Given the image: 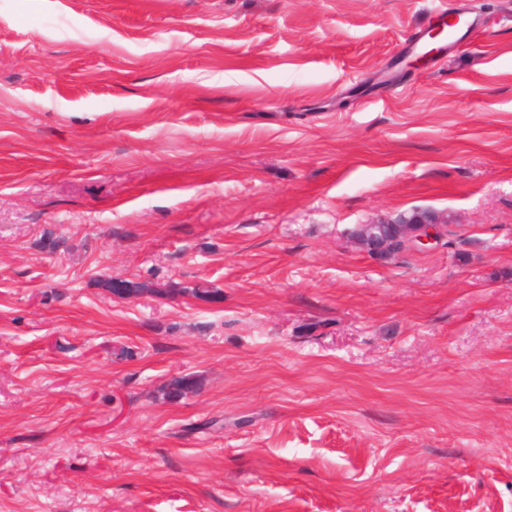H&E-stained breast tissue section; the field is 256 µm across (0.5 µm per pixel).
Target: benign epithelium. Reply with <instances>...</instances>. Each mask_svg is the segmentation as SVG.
<instances>
[{"instance_id":"benign-epithelium-1","label":"benign epithelium","mask_w":512,"mask_h":512,"mask_svg":"<svg viewBox=\"0 0 512 512\" xmlns=\"http://www.w3.org/2000/svg\"><path fill=\"white\" fill-rule=\"evenodd\" d=\"M448 232L447 221L430 210L410 215L372 219L357 225L354 238L367 251L391 255L419 247L426 240H440Z\"/></svg>"}]
</instances>
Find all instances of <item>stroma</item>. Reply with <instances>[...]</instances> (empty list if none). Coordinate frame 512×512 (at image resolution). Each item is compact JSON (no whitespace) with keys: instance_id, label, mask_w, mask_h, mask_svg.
Instances as JSON below:
<instances>
[{"instance_id":"1","label":"stroma","mask_w":512,"mask_h":512,"mask_svg":"<svg viewBox=\"0 0 512 512\" xmlns=\"http://www.w3.org/2000/svg\"><path fill=\"white\" fill-rule=\"evenodd\" d=\"M0 512H512V0H0ZM448 225L437 213L415 210L410 215L372 219L357 225L354 238L368 252L391 255L419 247L425 240H440Z\"/></svg>"}]
</instances>
